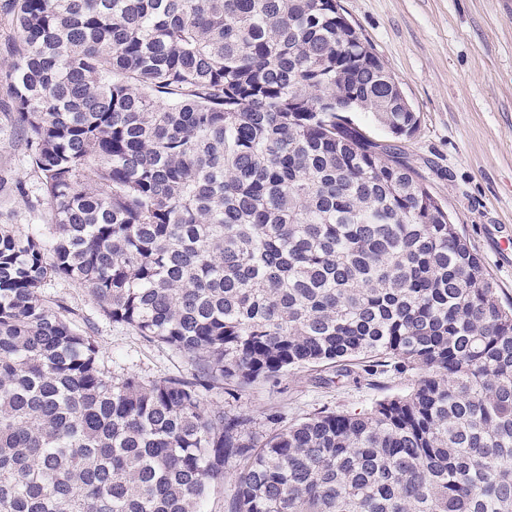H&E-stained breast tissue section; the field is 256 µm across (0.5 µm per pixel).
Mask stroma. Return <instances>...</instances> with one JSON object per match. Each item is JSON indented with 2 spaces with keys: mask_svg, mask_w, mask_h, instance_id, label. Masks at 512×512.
<instances>
[{
  "mask_svg": "<svg viewBox=\"0 0 512 512\" xmlns=\"http://www.w3.org/2000/svg\"><path fill=\"white\" fill-rule=\"evenodd\" d=\"M348 19L372 44L418 116V128L398 144L431 192L447 204L487 268L502 303L512 302V0H340ZM38 178L0 90V224L20 232L44 223L47 206L26 202L7 187ZM49 298L64 299L78 325L90 326L100 356L119 375L147 380L191 376L188 358L146 343L112 324L87 289L53 281ZM409 375L388 371L373 382L304 366L244 387L227 383L205 403L250 418L266 432L329 410L359 412L407 392Z\"/></svg>",
  "mask_w": 512,
  "mask_h": 512,
  "instance_id": "obj_1",
  "label": "stroma"
}]
</instances>
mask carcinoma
<instances>
[{"instance_id":"1","label":"carcinoma","mask_w":512,"mask_h":512,"mask_svg":"<svg viewBox=\"0 0 512 512\" xmlns=\"http://www.w3.org/2000/svg\"><path fill=\"white\" fill-rule=\"evenodd\" d=\"M0 74L48 208L0 224V512H512V304L394 139L338 0H11ZM61 280L191 378L114 375ZM411 373L255 436L202 391ZM7 0H0V71L4 72L16 63L12 52L13 28L7 14ZM234 467L232 465L226 466V478L224 483H221L214 490L211 491L208 498L207 510L208 512H226L227 502L235 493V478ZM233 474V475H232Z\"/></svg>"}]
</instances>
